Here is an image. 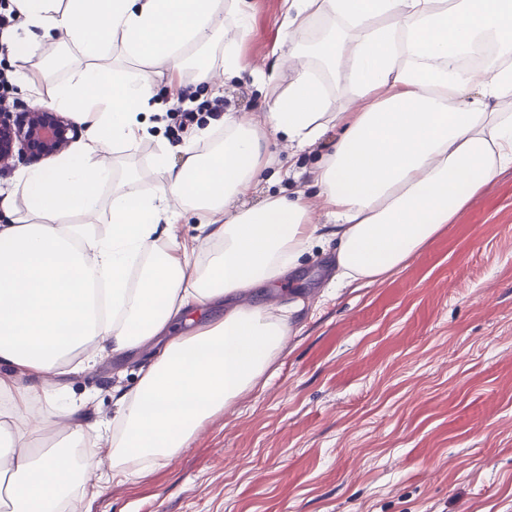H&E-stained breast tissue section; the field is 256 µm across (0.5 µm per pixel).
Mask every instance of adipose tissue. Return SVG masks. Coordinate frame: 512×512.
<instances>
[{"label":"adipose tissue","instance_id":"obj_1","mask_svg":"<svg viewBox=\"0 0 512 512\" xmlns=\"http://www.w3.org/2000/svg\"><path fill=\"white\" fill-rule=\"evenodd\" d=\"M292 77L258 112L224 116V135L196 129L184 160L154 159L158 189L137 176L114 183L112 147L149 137L163 115L144 68L193 84L215 70L247 71L240 0H13L24 59L46 43L77 51L47 103L86 127L73 152L21 170L25 211L0 198V512H60L84 474L110 465L171 460L201 426L265 379L289 335V310L204 311L252 288H271L330 240L336 282L370 285L406 266L500 173L512 168V0H286ZM339 35L306 51L320 17ZM493 41L488 73L460 60ZM223 44L219 63L210 49ZM121 47L135 69L106 63ZM344 90L335 102L328 84ZM336 140L312 170L316 194L249 197L274 161L270 140L296 150L328 131ZM205 142L198 151L197 142ZM113 186L111 205L100 190ZM108 211L110 231L83 220ZM325 222L317 224L314 211ZM198 215L179 240L173 226ZM165 343L130 391L115 396L112 424L89 434L59 376L103 355ZM64 419L51 430L37 410ZM46 435L50 447H31ZM83 449L80 465L67 451Z\"/></svg>","mask_w":512,"mask_h":512}]
</instances>
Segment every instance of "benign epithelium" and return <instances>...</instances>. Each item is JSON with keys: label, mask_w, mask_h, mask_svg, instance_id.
Instances as JSON below:
<instances>
[{"label": "benign epithelium", "mask_w": 512, "mask_h": 512, "mask_svg": "<svg viewBox=\"0 0 512 512\" xmlns=\"http://www.w3.org/2000/svg\"><path fill=\"white\" fill-rule=\"evenodd\" d=\"M78 130L75 122L49 108L0 112V169H11L20 160L53 157L68 147Z\"/></svg>", "instance_id": "benign-epithelium-1"}]
</instances>
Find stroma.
Here are the masks:
<instances>
[{
  "label": "stroma",
  "mask_w": 512,
  "mask_h": 512,
  "mask_svg": "<svg viewBox=\"0 0 512 512\" xmlns=\"http://www.w3.org/2000/svg\"><path fill=\"white\" fill-rule=\"evenodd\" d=\"M246 10L251 70L224 83V109L235 114L263 106L262 75L276 73L282 88L291 77L285 0H246ZM37 64L0 54L15 111L66 77H42ZM335 139L328 132L300 152L277 139L279 159L302 176L274 174L252 202L309 189L308 170ZM163 147L180 162L167 125L136 150L114 148L117 177L136 170L140 191H154ZM332 262L331 249L314 248L258 298L301 304L266 386L211 418L169 462L77 495L68 512H512V169L384 283L336 287ZM150 354L66 377L73 398H94L87 421L112 419L113 390L135 386Z\"/></svg>",
  "instance_id": "stroma-1"
}]
</instances>
